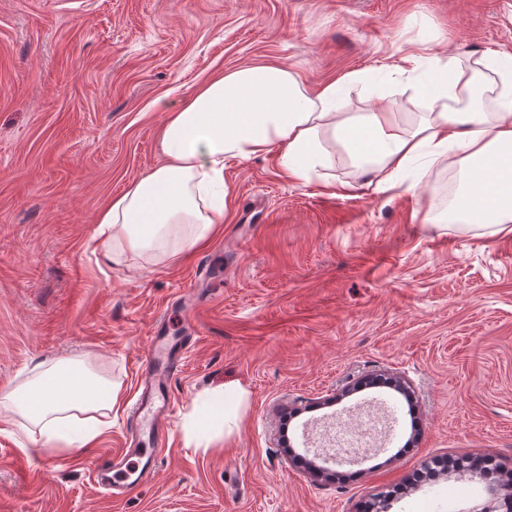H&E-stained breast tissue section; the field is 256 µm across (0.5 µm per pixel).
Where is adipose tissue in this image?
Here are the masks:
<instances>
[{
  "mask_svg": "<svg viewBox=\"0 0 512 512\" xmlns=\"http://www.w3.org/2000/svg\"><path fill=\"white\" fill-rule=\"evenodd\" d=\"M480 67L500 77L497 111L454 108ZM361 79L351 72L312 92L286 66L262 64L205 83L169 114L160 143L163 164L98 215L104 261L162 252L173 239L185 250L206 246L224 221L227 161L275 151L285 174L304 180L328 165L334 143L379 192L402 187L413 170L455 157L460 190L449 221L512 231V54H486L475 66L456 64L443 77L412 82V90L442 108L423 113L411 129L387 106L359 116L338 112L341 94ZM119 395V387L83 361L64 360L0 395V409L38 426L45 443L67 447L80 415L111 411Z\"/></svg>",
  "mask_w": 512,
  "mask_h": 512,
  "instance_id": "adipose-tissue-1",
  "label": "adipose tissue"
}]
</instances>
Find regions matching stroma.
I'll use <instances>...</instances> for the list:
<instances>
[{
  "label": "stroma",
  "mask_w": 512,
  "mask_h": 512,
  "mask_svg": "<svg viewBox=\"0 0 512 512\" xmlns=\"http://www.w3.org/2000/svg\"><path fill=\"white\" fill-rule=\"evenodd\" d=\"M512 52V0H0V393L41 362L79 359L120 385L88 448L48 447L0 420V512H468L481 482L415 481L468 455L512 470V234L448 221L458 167L376 192L342 149L310 180L275 156L224 168V222L164 261L105 264L96 219L163 161L169 108L204 82L276 61L311 89L365 73L337 105L427 111L404 55ZM196 325L169 389L170 435L148 485L120 501L93 464L124 448L156 325ZM393 389L356 390L371 374ZM224 391L237 408L210 448L185 432ZM395 410L386 445L312 476L305 427Z\"/></svg>",
  "instance_id": "35a3bbf8"
}]
</instances>
